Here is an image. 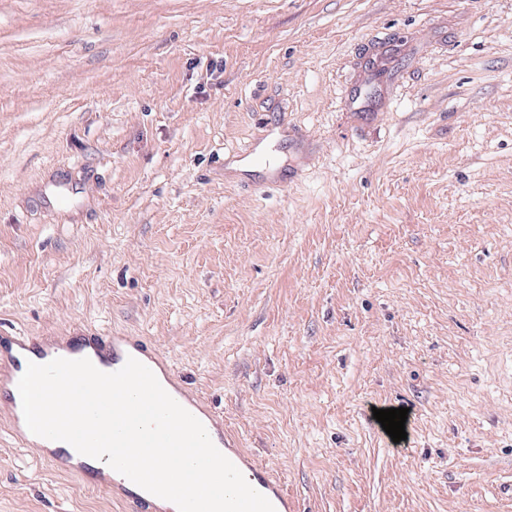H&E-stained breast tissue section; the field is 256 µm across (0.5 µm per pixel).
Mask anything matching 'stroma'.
<instances>
[{"label":"stroma","mask_w":512,"mask_h":512,"mask_svg":"<svg viewBox=\"0 0 512 512\" xmlns=\"http://www.w3.org/2000/svg\"><path fill=\"white\" fill-rule=\"evenodd\" d=\"M91 330L293 512H512V0H0V333ZM0 512L128 507L1 398ZM93 336H87L86 343L92 348L94 355L88 357L80 354L81 349L69 345L66 354L55 352L42 353L40 364L47 363L55 358L80 359L88 358L101 371L114 372L120 369L128 357H134L147 366L154 374L155 367H158L166 377L167 383L171 389L166 390L182 407L194 415L205 426L208 434L210 430H215L220 439V445L226 448L233 447V442L227 438L224 441V421L212 411H207L198 396L187 390L180 384L171 368L164 366L163 361L145 345L129 336H100L93 333ZM132 347L138 355L127 356L125 347ZM224 455L239 469L247 466L251 476L247 482L263 494L274 506L275 512L288 511V496L281 485L275 480L271 470L266 465L234 452V455Z\"/></svg>","instance_id":"35a3bbf8"}]
</instances>
